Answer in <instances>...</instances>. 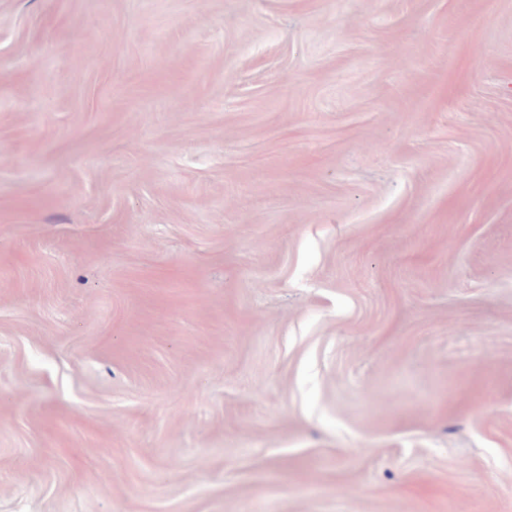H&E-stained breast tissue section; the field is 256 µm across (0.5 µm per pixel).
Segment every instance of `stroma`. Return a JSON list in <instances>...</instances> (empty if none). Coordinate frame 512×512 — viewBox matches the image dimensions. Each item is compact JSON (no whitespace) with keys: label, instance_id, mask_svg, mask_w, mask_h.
I'll use <instances>...</instances> for the list:
<instances>
[{"label":"stroma","instance_id":"stroma-1","mask_svg":"<svg viewBox=\"0 0 512 512\" xmlns=\"http://www.w3.org/2000/svg\"><path fill=\"white\" fill-rule=\"evenodd\" d=\"M0 512H512V0H0Z\"/></svg>","mask_w":512,"mask_h":512}]
</instances>
